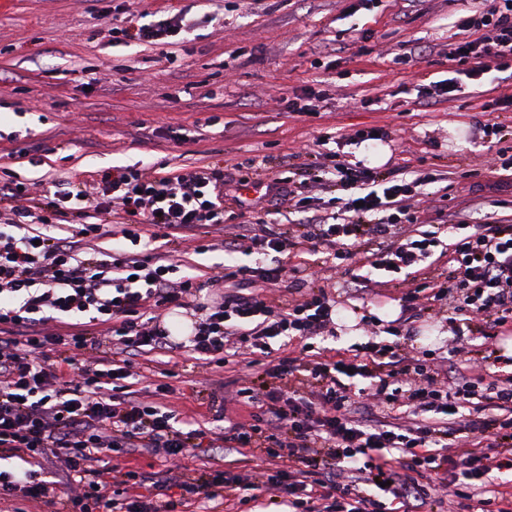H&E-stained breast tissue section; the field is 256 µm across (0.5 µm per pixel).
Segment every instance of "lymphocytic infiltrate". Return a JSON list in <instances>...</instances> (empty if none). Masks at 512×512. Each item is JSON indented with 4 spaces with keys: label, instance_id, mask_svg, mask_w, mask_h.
<instances>
[{
    "label": "lymphocytic infiltrate",
    "instance_id": "obj_1",
    "mask_svg": "<svg viewBox=\"0 0 512 512\" xmlns=\"http://www.w3.org/2000/svg\"><path fill=\"white\" fill-rule=\"evenodd\" d=\"M457 25L469 36L441 52L450 76L435 83L439 97L481 83L490 71H512V0H488ZM190 28L184 8L171 6L109 34L116 42L173 46ZM388 138L385 131L323 135L308 177L272 173L266 187L299 215L296 228L256 219L233 247L262 255V262H224L203 283L150 244L223 224V171L170 170L157 162L105 171L91 184L0 180V501L20 495L44 503L49 484L28 464L50 456L70 480L56 512H113L112 479L136 490L148 475L104 461L139 448L167 463L169 476L158 488L176 486L185 496L145 501L135 494L125 512H177L190 497L211 501L231 486L241 490L242 507L250 491L262 489L287 512H422L426 478H436L440 493L461 497L484 475L511 470L512 378H490L492 341L471 349L461 336L449 340V357L467 365L460 385L406 352L399 328L391 329L388 345L371 330L351 353L316 351L315 338L335 333L331 284L278 259L321 246L336 267L362 252L367 270L352 279L358 292L382 287L390 270L413 269L422 279L403 296L407 310L440 304L464 325L505 330L512 321V224L492 213L473 224L441 205L422 208L424 186L440 174L396 169L382 180L346 150ZM71 216L78 219L72 233L53 235ZM115 218L122 227L112 249L85 255L84 244ZM446 218L454 242L441 269L433 261L442 244L433 225ZM35 222L43 232L30 231ZM407 224L422 230L403 235ZM206 286L225 294L198 302ZM190 304L200 317L185 341L197 360L222 364L243 353L270 379L260 387L246 380L224 394V402L250 408L249 424L231 422L218 433L191 428L164 402L166 385L151 399L129 396L134 357L176 347L160 326L161 311ZM279 338L302 346L273 363ZM478 395L483 405H474ZM192 448H246L257 460L282 465L264 479L246 474L228 482L219 472L202 482L181 472Z\"/></svg>",
    "mask_w": 512,
    "mask_h": 512
}]
</instances>
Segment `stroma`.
<instances>
[{"label":"stroma","mask_w":512,"mask_h":512,"mask_svg":"<svg viewBox=\"0 0 512 512\" xmlns=\"http://www.w3.org/2000/svg\"><path fill=\"white\" fill-rule=\"evenodd\" d=\"M164 0H0V168L20 177L96 180L101 171L135 163L169 167L209 165L238 179L250 177L251 158L272 166L312 146L326 133L382 129L389 142L354 147L356 159L381 173L439 170L454 185L450 206L481 221L479 202L512 200V184L491 171L486 123L501 125L502 146L512 147V107L482 111L486 94L512 97V77L473 85L452 99L415 104L414 88L446 79L437 52L454 23L482 0H183L197 25L168 63L155 45L109 42L110 25L144 24ZM367 31L378 50L365 54L351 29ZM251 57L241 56V49ZM413 52V67L393 64ZM333 61L313 68L314 58ZM112 74L111 83L90 82L87 70ZM331 95L320 115L298 116L276 104L322 86ZM371 106H361L362 96ZM40 148V166L29 163V145ZM476 168L475 178H463ZM335 336L320 346L346 350L361 342L367 322L403 323L414 355L431 351L445 361L453 325L446 313L408 318L401 297L410 281L391 282L384 295H351L348 274L338 270ZM174 362L170 402L194 416L207 432L226 419L248 421L250 411H221L211 395L216 379L262 376L246 360L219 367L186 349L158 354L131 388L162 383Z\"/></svg>","instance_id":"obj_1"}]
</instances>
